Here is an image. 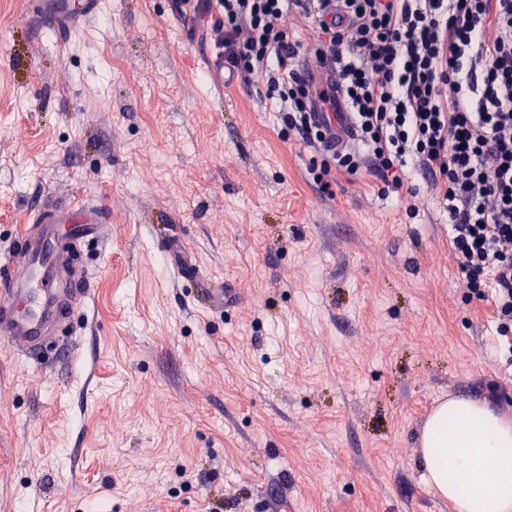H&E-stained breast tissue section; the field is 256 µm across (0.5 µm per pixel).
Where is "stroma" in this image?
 <instances>
[{
	"label": "stroma",
	"instance_id": "35a3bbf8",
	"mask_svg": "<svg viewBox=\"0 0 512 512\" xmlns=\"http://www.w3.org/2000/svg\"><path fill=\"white\" fill-rule=\"evenodd\" d=\"M215 53L175 0H108L64 42L0 0V261L46 196L112 217L68 334L0 337V512H452L421 430L450 396L512 423V335L467 301L420 175L416 214L368 172L314 180ZM165 248L166 249L163 251L168 256L173 268L181 277H192L199 285L198 291L200 292L201 296L209 303H222L223 296L221 297L212 288H208L207 283L199 271L186 262L185 256L181 249V244L178 240H170L167 242Z\"/></svg>",
	"mask_w": 512,
	"mask_h": 512
}]
</instances>
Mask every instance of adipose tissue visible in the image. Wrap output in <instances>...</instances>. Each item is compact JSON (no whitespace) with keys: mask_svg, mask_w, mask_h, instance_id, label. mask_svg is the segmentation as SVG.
I'll return each instance as SVG.
<instances>
[{"mask_svg":"<svg viewBox=\"0 0 512 512\" xmlns=\"http://www.w3.org/2000/svg\"><path fill=\"white\" fill-rule=\"evenodd\" d=\"M419 457L427 483L455 512H512V424L487 405L440 403L421 431Z\"/></svg>","mask_w":512,"mask_h":512,"instance_id":"adipose-tissue-1","label":"adipose tissue"}]
</instances>
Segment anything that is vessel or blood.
Returning <instances> with one entry per match:
<instances>
[{
  "mask_svg": "<svg viewBox=\"0 0 512 512\" xmlns=\"http://www.w3.org/2000/svg\"><path fill=\"white\" fill-rule=\"evenodd\" d=\"M36 16L60 33H69L98 15L100 0H36ZM32 225L17 241L8 261L0 265V294L7 296L0 306V336L34 344L48 333L58 312L52 302L58 294V271H76L77 263L70 248L58 245V234L66 225L103 235L110 219L98 203L71 198L64 202L43 200L32 212ZM165 253L177 273L200 282L199 292L209 303L221 297L200 273L190 266L179 241L167 242Z\"/></svg>",
  "mask_w": 512,
  "mask_h": 512,
  "instance_id": "1",
  "label": "vessel or blood"
}]
</instances>
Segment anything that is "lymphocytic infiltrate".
Listing matches in <instances>:
<instances>
[{
  "label": "lymphocytic infiltrate",
  "instance_id": "f902f5d3",
  "mask_svg": "<svg viewBox=\"0 0 512 512\" xmlns=\"http://www.w3.org/2000/svg\"><path fill=\"white\" fill-rule=\"evenodd\" d=\"M231 72H261L290 131L327 142L318 112L349 113L357 145L323 154L315 180L369 170L404 188L420 172L448 213L470 298L512 333V0H217ZM317 25L315 58L334 81L301 72L288 6Z\"/></svg>",
  "mask_w": 512,
  "mask_h": 512
}]
</instances>
